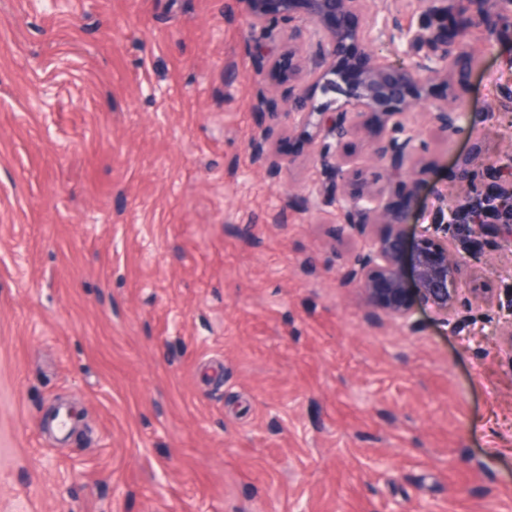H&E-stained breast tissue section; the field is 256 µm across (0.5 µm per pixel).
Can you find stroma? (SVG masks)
<instances>
[{
	"instance_id": "stroma-1",
	"label": "stroma",
	"mask_w": 512,
	"mask_h": 512,
	"mask_svg": "<svg viewBox=\"0 0 512 512\" xmlns=\"http://www.w3.org/2000/svg\"><path fill=\"white\" fill-rule=\"evenodd\" d=\"M495 26L456 99L409 111L408 233L484 185L472 146L480 173L512 150ZM287 42L236 0H0V512H512V242L411 327L347 283L360 239L296 203L317 145L283 130L275 179L250 149L254 58ZM439 105L473 127L437 133Z\"/></svg>"
}]
</instances>
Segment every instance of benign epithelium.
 I'll use <instances>...</instances> for the list:
<instances>
[{
	"mask_svg": "<svg viewBox=\"0 0 512 512\" xmlns=\"http://www.w3.org/2000/svg\"><path fill=\"white\" fill-rule=\"evenodd\" d=\"M250 28L267 40L288 32V45L274 56L255 60L260 76L255 109L271 118L252 142L257 164L271 177L282 172L271 151L288 122L308 143L320 142L317 162L325 181L310 192L306 204L317 210L333 208L343 216L341 236L358 235L361 247L347 260L346 280L363 288L372 304L414 326V305L446 314L460 303L457 279L465 264L461 249L448 248L444 234L458 225L473 236L489 226L512 241V181L495 185L463 203L444 200L431 224L407 244L408 213L384 199V191L406 188L405 174L416 169L428 146L405 115L415 102L431 96L432 81L441 78L448 96L456 97L453 75L462 55L448 40V17L459 19L461 31L489 22L487 0H426L422 23L404 26L377 0H237ZM385 37L410 59L407 67L373 59L369 46ZM322 101H314L315 94ZM371 116L370 123L362 118ZM430 122L453 135L470 124L469 113L437 107ZM367 131L368 159L378 165L371 181L342 141L360 127ZM382 225L379 233L367 228Z\"/></svg>",
	"mask_w": 512,
	"mask_h": 512,
	"instance_id": "benign-epithelium-1",
	"label": "benign epithelium"
}]
</instances>
